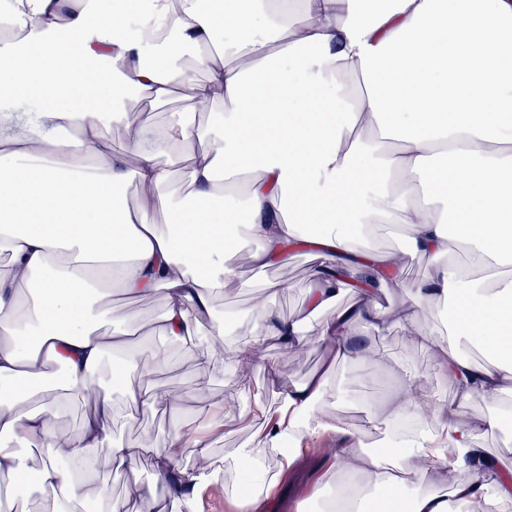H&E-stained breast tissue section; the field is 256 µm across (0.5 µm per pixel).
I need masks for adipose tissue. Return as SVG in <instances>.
<instances>
[{"instance_id": "1", "label": "adipose tissue", "mask_w": 512, "mask_h": 512, "mask_svg": "<svg viewBox=\"0 0 512 512\" xmlns=\"http://www.w3.org/2000/svg\"><path fill=\"white\" fill-rule=\"evenodd\" d=\"M177 88L224 108L161 128L130 119V93L163 101ZM115 122L136 165L105 142ZM183 163L186 199L174 193ZM131 182L143 194L133 209ZM379 224L401 225L406 258L427 263L426 277L408 286L417 309L456 295L447 339L408 321L458 405L421 394L406 376L395 409L418 420L435 412L440 430L405 451L388 440L369 454L361 433L326 413L336 393L327 370L285 385L275 414L254 400L264 427L233 465L248 470L287 441L290 465L303 443L337 434L334 469L365 473L388 512H443L439 496H406L389 474L427 462L438 463L456 500L497 512L512 501V470L477 437L499 420L463 404L476 394L499 400L512 385V0H0V253L9 255L0 271V437L17 442L0 447V474L23 478L37 448L40 485L52 491L42 512L104 498L91 479L97 461L122 472L144 451L113 440V389L141 409L179 413L177 388L136 378L166 363L172 344L209 368L227 334L215 299L248 287L242 264L269 268L293 239L318 246L306 305L300 318L280 316L272 297L288 285L266 283V295L239 311L254 323L237 365L251 368L272 340L305 346L307 319L345 291L350 306L318 334L331 360L351 358L359 325L390 324L378 304L391 260L371 238ZM455 243L468 267L449 261ZM109 287L137 301L163 293L160 325L104 328L100 291ZM470 346L492 361H474ZM51 364L61 375L37 395ZM67 393L87 407L76 431ZM147 451L153 489L131 483L112 512H165L168 499L199 512L202 492L224 482L201 435L178 428ZM186 452L196 464L178 468Z\"/></svg>"}]
</instances>
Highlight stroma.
I'll use <instances>...</instances> for the list:
<instances>
[{
    "label": "stroma",
    "instance_id": "obj_1",
    "mask_svg": "<svg viewBox=\"0 0 512 512\" xmlns=\"http://www.w3.org/2000/svg\"><path fill=\"white\" fill-rule=\"evenodd\" d=\"M316 265L313 256L292 251L279 266L265 271L247 268L243 275L257 286L269 280L287 281V294L275 297L274 306L283 317L292 318L304 304L310 273ZM426 274L425 263L408 261L402 269L403 287L387 289L381 299L382 307L396 315L392 327L383 334L363 327L351 337L353 348L360 350L361 356L338 361L334 371L338 394L327 402L329 413L340 426L358 429L368 418L386 415L387 401L407 372L416 374L423 390L436 392L443 403L455 402V389L438 371L435 362L418 350L414 343L401 337L405 330V320L400 313L412 304L405 286L423 280ZM250 300L249 294L232 288L226 289L223 297L216 300L217 315L232 320L233 327L223 354L214 358L210 368L199 369L185 348L176 346L171 350V361L166 367L144 377V384L167 382L180 389L185 398V409L181 417H172L160 409H136L123 393H115L116 440L129 445L146 441L161 445L167 441L174 427L187 431L207 427L211 418L203 411L205 401L211 397H222L233 402L235 411L225 417L223 429L212 431L210 439L216 459L223 463L231 462L237 448L248 442L259 426L252 413L254 398H262L266 407L272 411L281 403L280 387L270 382L271 371H278L284 382L301 384L307 377L323 369L326 359L320 342L314 336L320 324L319 319L315 318L307 326L311 338L305 347L288 351L277 343H269L255 359L252 369L244 374L239 373L237 348L249 339L251 322L245 318L233 319L232 314L247 306ZM103 304L112 320L137 319L156 323L163 313V297L159 294L151 302L139 303L115 291L104 298ZM330 463V458L321 454L296 460L288 474L287 485L281 486L267 499L266 512H308L311 503L320 497ZM96 478L106 486L108 500H124L130 480L142 481L147 489L153 486L152 459L146 454L140 456L135 472L131 475L113 471L106 462H98Z\"/></svg>",
    "mask_w": 512,
    "mask_h": 512
}]
</instances>
